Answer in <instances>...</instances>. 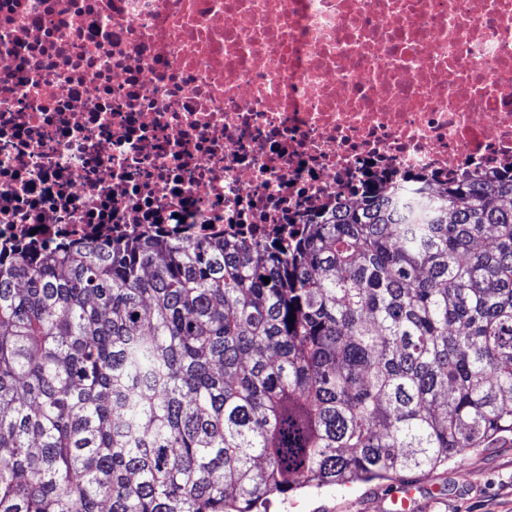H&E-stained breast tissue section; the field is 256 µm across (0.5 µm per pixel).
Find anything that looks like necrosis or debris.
<instances>
[{"label":"necrosis or debris","mask_w":512,"mask_h":512,"mask_svg":"<svg viewBox=\"0 0 512 512\" xmlns=\"http://www.w3.org/2000/svg\"><path fill=\"white\" fill-rule=\"evenodd\" d=\"M512 168V0H0V248L286 235Z\"/></svg>","instance_id":"4bbe7bcc"}]
</instances>
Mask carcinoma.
I'll list each match as a JSON object with an SVG mask.
<instances>
[{
	"label": "carcinoma",
	"mask_w": 512,
	"mask_h": 512,
	"mask_svg": "<svg viewBox=\"0 0 512 512\" xmlns=\"http://www.w3.org/2000/svg\"><path fill=\"white\" fill-rule=\"evenodd\" d=\"M510 436L512 173L0 252V512H262Z\"/></svg>",
	"instance_id": "cac0c4a2"
}]
</instances>
